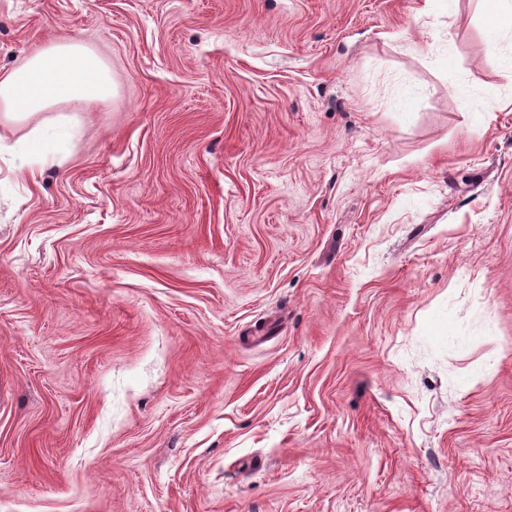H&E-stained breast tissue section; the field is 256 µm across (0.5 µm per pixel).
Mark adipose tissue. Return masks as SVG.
<instances>
[{"instance_id":"obj_1","label":"adipose tissue","mask_w":512,"mask_h":512,"mask_svg":"<svg viewBox=\"0 0 512 512\" xmlns=\"http://www.w3.org/2000/svg\"><path fill=\"white\" fill-rule=\"evenodd\" d=\"M112 91L110 70L94 50L60 42L0 74V118L22 121L60 102L103 101Z\"/></svg>"}]
</instances>
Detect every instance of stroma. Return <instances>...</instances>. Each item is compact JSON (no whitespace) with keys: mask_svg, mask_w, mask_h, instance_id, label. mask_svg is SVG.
Wrapping results in <instances>:
<instances>
[{"mask_svg":"<svg viewBox=\"0 0 512 512\" xmlns=\"http://www.w3.org/2000/svg\"><path fill=\"white\" fill-rule=\"evenodd\" d=\"M490 0H0L110 68L0 154V512H512V31Z\"/></svg>","mask_w":512,"mask_h":512,"instance_id":"1","label":"stroma"}]
</instances>
